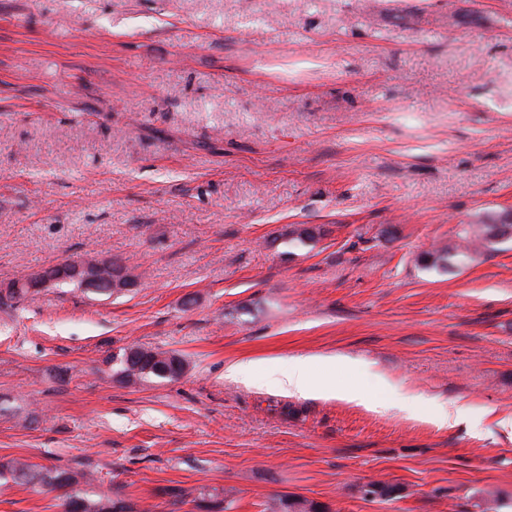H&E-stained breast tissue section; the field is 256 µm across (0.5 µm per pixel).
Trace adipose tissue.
I'll return each mask as SVG.
<instances>
[{"mask_svg":"<svg viewBox=\"0 0 512 512\" xmlns=\"http://www.w3.org/2000/svg\"><path fill=\"white\" fill-rule=\"evenodd\" d=\"M332 355H302L289 360L287 365L267 361L240 362L228 366V378L247 386H264L284 394L300 397L319 396L325 399H340L357 405H367L368 399L361 387L339 388L331 383L317 384L311 378L314 364H332Z\"/></svg>","mask_w":512,"mask_h":512,"instance_id":"adipose-tissue-1","label":"adipose tissue"}]
</instances>
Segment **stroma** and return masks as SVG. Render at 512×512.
Segmentation results:
<instances>
[{
    "instance_id": "stroma-1",
    "label": "stroma",
    "mask_w": 512,
    "mask_h": 512,
    "mask_svg": "<svg viewBox=\"0 0 512 512\" xmlns=\"http://www.w3.org/2000/svg\"><path fill=\"white\" fill-rule=\"evenodd\" d=\"M508 211L512 0H0V282L92 251L138 278L0 305V464L138 512H205L179 501L200 487L228 512H512V240L424 261ZM133 344L185 372L123 384ZM312 354L418 413L224 376ZM431 400L491 415L441 426ZM60 503L0 476V512ZM7 471L16 484L38 492L45 487L63 490L61 506L64 512H127L128 507L112 498V485L106 491H88L81 486L92 484L89 473L71 468L45 469L24 458H14L0 464V474ZM278 512H325L323 505L301 496L288 495L279 500Z\"/></svg>"
}]
</instances>
